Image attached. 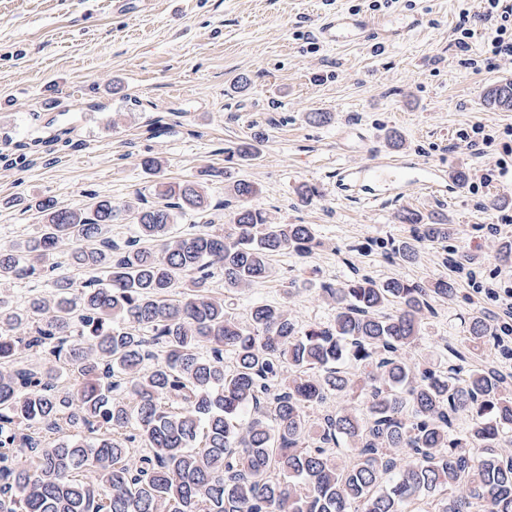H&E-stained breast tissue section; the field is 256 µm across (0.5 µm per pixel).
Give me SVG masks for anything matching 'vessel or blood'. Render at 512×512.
<instances>
[{"label":"vessel or blood","mask_w":512,"mask_h":512,"mask_svg":"<svg viewBox=\"0 0 512 512\" xmlns=\"http://www.w3.org/2000/svg\"><path fill=\"white\" fill-rule=\"evenodd\" d=\"M385 33L384 23L355 13L326 16L316 30L318 39L327 44H360ZM335 177L339 189L359 188L370 202L393 199L410 189L443 190L453 184L446 169L401 158L374 160L357 168L340 167Z\"/></svg>","instance_id":"obj_1"}]
</instances>
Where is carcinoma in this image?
Here are the masks:
<instances>
[{
    "mask_svg": "<svg viewBox=\"0 0 512 512\" xmlns=\"http://www.w3.org/2000/svg\"><path fill=\"white\" fill-rule=\"evenodd\" d=\"M486 100L512 110V81ZM229 191L224 231L203 182L184 180L157 183L151 205L44 199L36 234L0 246V512H402L426 495L435 512H512V374L481 359L498 349L492 318L472 312L442 368L414 351L457 292L448 277L322 285L326 325L263 301L241 320L209 295L211 268L238 293L274 256L322 242L311 224L269 222L253 183ZM123 216L134 233L117 241L105 228ZM179 216L204 229L174 233ZM399 220L406 264L448 241L444 219ZM66 243L70 266L100 277L59 272L50 295L15 304L6 285L58 269Z\"/></svg>",
    "mask_w": 512,
    "mask_h": 512,
    "instance_id": "1",
    "label": "carcinoma"
}]
</instances>
